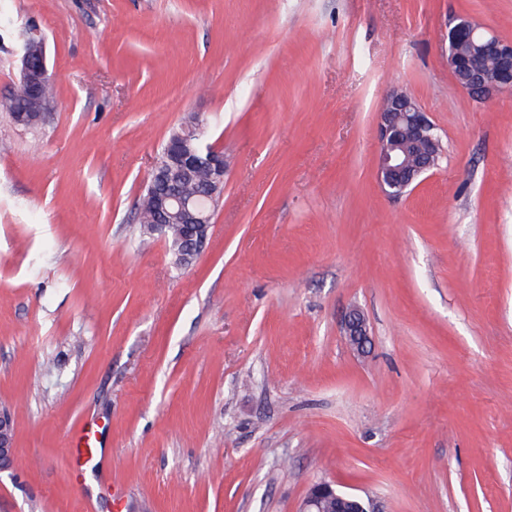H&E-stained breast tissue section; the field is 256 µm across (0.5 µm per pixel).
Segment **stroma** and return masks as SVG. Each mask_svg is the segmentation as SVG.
<instances>
[{"label": "stroma", "instance_id": "1", "mask_svg": "<svg viewBox=\"0 0 512 512\" xmlns=\"http://www.w3.org/2000/svg\"><path fill=\"white\" fill-rule=\"evenodd\" d=\"M458 15L512 42V0H0V102L32 24L56 91L38 128L0 110V512H299L316 481L512 512V92L458 88ZM394 90L443 148L399 198L376 175ZM193 113L226 169L180 268L134 213ZM349 345L359 353H364L370 342V332L364 313L354 308L346 315L343 328ZM16 451L15 419L9 411L0 409V473L13 467Z\"/></svg>", "mask_w": 512, "mask_h": 512}]
</instances>
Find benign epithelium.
<instances>
[{
	"mask_svg": "<svg viewBox=\"0 0 512 512\" xmlns=\"http://www.w3.org/2000/svg\"><path fill=\"white\" fill-rule=\"evenodd\" d=\"M24 45L36 43L41 52L34 58L23 51L19 56L20 87L27 96L43 99L40 110L19 112L15 122L25 127L39 124L53 105L47 90L51 82L46 64L44 36L36 27L22 35ZM448 69L456 84L473 100L483 102L493 95L512 91V43L487 33L476 21L456 17L448 26ZM184 133L165 146L166 163L153 168L148 180L156 211L155 230L163 234L168 224H180L184 235L174 263L191 264L205 247L212 226L213 208L224 191V155L202 153L206 125L194 114L182 125ZM379 159L377 178L382 190L399 197L413 190L438 165L442 143L435 124L421 104L403 91H393L379 113ZM174 174L204 175L201 190L193 195L171 189ZM349 345L363 353L370 342L364 313L354 308L346 315L343 328ZM16 425L12 414L0 409V473L13 467L16 457ZM335 503L334 512H373L361 497L340 490L330 482L313 484L300 512H322L321 503Z\"/></svg>",
	"mask_w": 512,
	"mask_h": 512,
	"instance_id": "benign-epithelium-1",
	"label": "benign epithelium"
}]
</instances>
